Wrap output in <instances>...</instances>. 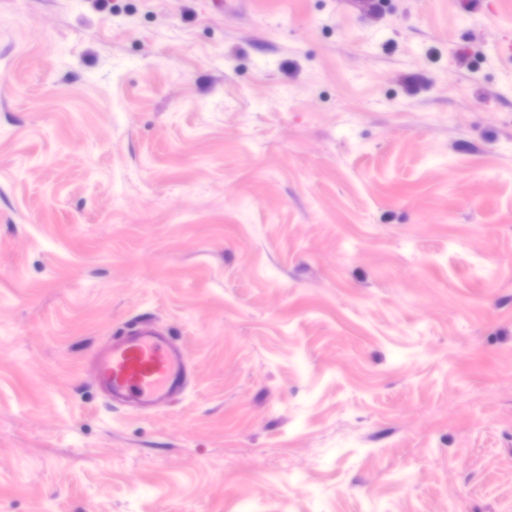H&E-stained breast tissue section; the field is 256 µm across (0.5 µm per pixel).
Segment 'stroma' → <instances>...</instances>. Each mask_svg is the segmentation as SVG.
Instances as JSON below:
<instances>
[{
    "label": "stroma",
    "instance_id": "35a3bbf8",
    "mask_svg": "<svg viewBox=\"0 0 512 512\" xmlns=\"http://www.w3.org/2000/svg\"><path fill=\"white\" fill-rule=\"evenodd\" d=\"M0 512H512V0H0ZM89 363L112 403L152 410L181 393L187 368L181 351L148 324L136 326L95 350Z\"/></svg>",
    "mask_w": 512,
    "mask_h": 512
}]
</instances>
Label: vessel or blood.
<instances>
[{
    "label": "vessel or blood",
    "mask_w": 512,
    "mask_h": 512,
    "mask_svg": "<svg viewBox=\"0 0 512 512\" xmlns=\"http://www.w3.org/2000/svg\"><path fill=\"white\" fill-rule=\"evenodd\" d=\"M89 363L111 402L144 411L169 402L187 384L181 351L147 324L113 337Z\"/></svg>",
    "instance_id": "vessel-or-blood-1"
}]
</instances>
